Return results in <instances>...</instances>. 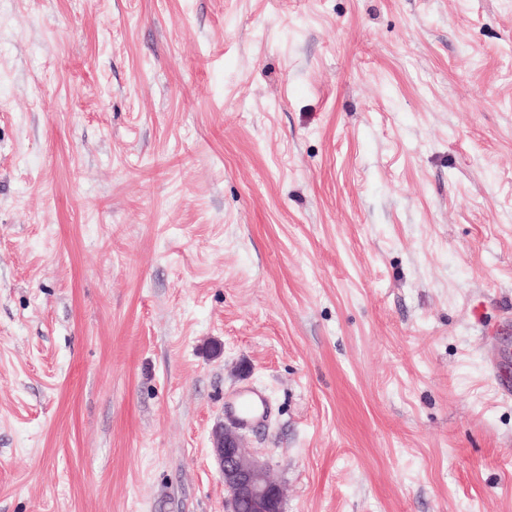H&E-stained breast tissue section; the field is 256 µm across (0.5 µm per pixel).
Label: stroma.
Returning a JSON list of instances; mask_svg holds the SVG:
<instances>
[{
    "label": "stroma",
    "instance_id": "35a3bbf8",
    "mask_svg": "<svg viewBox=\"0 0 512 512\" xmlns=\"http://www.w3.org/2000/svg\"><path fill=\"white\" fill-rule=\"evenodd\" d=\"M502 380L512 0H0V512H512ZM227 409L238 417L242 425L249 426L263 418L267 401L262 392L249 390L239 400L229 404ZM211 443L216 468L224 479L228 512H237L240 502L248 512H283V487L270 475L267 462L245 451L237 423H216Z\"/></svg>",
    "mask_w": 512,
    "mask_h": 512
}]
</instances>
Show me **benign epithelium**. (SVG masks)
I'll list each match as a JSON object with an SVG mask.
<instances>
[{
    "label": "benign epithelium",
    "mask_w": 512,
    "mask_h": 512,
    "mask_svg": "<svg viewBox=\"0 0 512 512\" xmlns=\"http://www.w3.org/2000/svg\"><path fill=\"white\" fill-rule=\"evenodd\" d=\"M211 443L216 468L224 479L227 512H237L240 503L248 512H283V487L270 475L267 462L245 451L238 424L216 423Z\"/></svg>",
    "instance_id": "7a95c632"
}]
</instances>
